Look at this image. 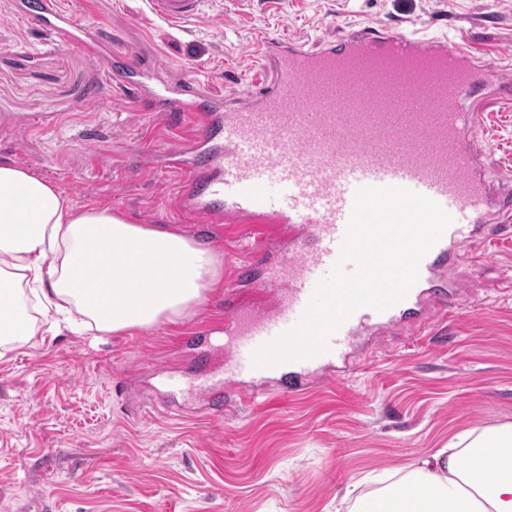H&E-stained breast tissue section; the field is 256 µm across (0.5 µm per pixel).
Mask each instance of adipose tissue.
<instances>
[{"mask_svg": "<svg viewBox=\"0 0 512 512\" xmlns=\"http://www.w3.org/2000/svg\"><path fill=\"white\" fill-rule=\"evenodd\" d=\"M95 258V274L83 261ZM220 279L202 242L108 205L76 208L58 185L0 161V346L61 326L109 334L188 318ZM348 512H512V423L464 432Z\"/></svg>", "mask_w": 512, "mask_h": 512, "instance_id": "obj_1", "label": "adipose tissue"}]
</instances>
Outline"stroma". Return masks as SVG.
<instances>
[{"label": "stroma", "mask_w": 512, "mask_h": 512, "mask_svg": "<svg viewBox=\"0 0 512 512\" xmlns=\"http://www.w3.org/2000/svg\"><path fill=\"white\" fill-rule=\"evenodd\" d=\"M61 2L217 99L246 88L260 31L315 41L348 21L457 38L512 76V0H280L274 12L267 0H218L180 24L148 0ZM478 110L486 169L512 181V107L487 95ZM191 133L190 115L134 106L103 60L34 31L15 0H0V160L77 207L109 205L207 243L223 264L186 320L0 349V512H336L352 480L398 474L459 433L512 422V222L454 267L458 307L360 343L350 381L296 400L261 392L208 421L182 385L203 364L222 368L224 334L179 339L223 317L226 288L247 308L260 297L238 278L253 225L196 223L170 207L180 176L159 153Z\"/></svg>", "instance_id": "35a3bbf8"}]
</instances>
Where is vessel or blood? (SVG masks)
Masks as SVG:
<instances>
[{"mask_svg":"<svg viewBox=\"0 0 512 512\" xmlns=\"http://www.w3.org/2000/svg\"><path fill=\"white\" fill-rule=\"evenodd\" d=\"M157 16H202L205 0H150ZM45 34L90 52L106 50L107 79L133 101L195 122L188 144L165 151L183 176L174 207L206 224H254V252L282 231L291 239L277 260L250 280L269 304L241 313L224 295V378L201 376L207 417L251 404L258 389L297 397L309 385L350 371L357 341L421 324L433 305L460 294L449 272L461 251L512 217V189L489 177L479 144L480 115L470 108L484 89L512 101V79L493 75L461 42L397 28L351 25L335 40L310 45L301 36L268 32L255 45L246 89L216 100L198 80L160 75L139 46L115 47L103 30L82 27L58 0H35L22 12ZM415 63L392 82L385 60ZM396 186L437 202L452 218L422 258L406 297L386 310L357 309L329 337L325 353L257 367L253 354L292 329L316 285L337 261L362 187Z\"/></svg>","mask_w":512,"mask_h":512,"instance_id":"b4317fda","label":"vessel or blood"}]
</instances>
